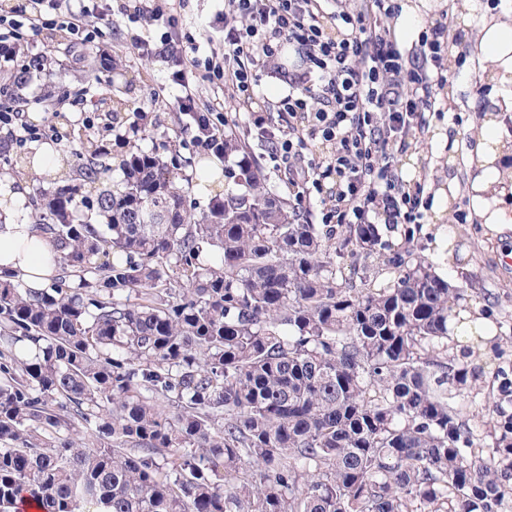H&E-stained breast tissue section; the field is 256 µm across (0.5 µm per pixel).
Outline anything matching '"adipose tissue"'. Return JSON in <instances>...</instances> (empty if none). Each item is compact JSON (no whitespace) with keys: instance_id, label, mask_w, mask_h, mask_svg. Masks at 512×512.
<instances>
[{"instance_id":"adipose-tissue-1","label":"adipose tissue","mask_w":512,"mask_h":512,"mask_svg":"<svg viewBox=\"0 0 512 512\" xmlns=\"http://www.w3.org/2000/svg\"><path fill=\"white\" fill-rule=\"evenodd\" d=\"M471 190L472 205L483 218L487 232L496 236L512 231V211L501 206L502 196L511 189L499 174L493 158L483 157ZM17 196L12 186L0 185V273L17 276L30 287L45 288L56 274V266L51 261L53 248L42 239L35 250H23V243L31 235V226Z\"/></svg>"}]
</instances>
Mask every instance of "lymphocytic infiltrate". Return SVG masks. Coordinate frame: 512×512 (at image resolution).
Returning a JSON list of instances; mask_svg holds the SVG:
<instances>
[{"mask_svg":"<svg viewBox=\"0 0 512 512\" xmlns=\"http://www.w3.org/2000/svg\"><path fill=\"white\" fill-rule=\"evenodd\" d=\"M53 12L71 34L92 26L96 13L72 0H20L10 31L0 34V62L16 63L29 46L24 30L41 33ZM398 0H224L222 62L200 58L196 40L166 35L158 43L135 38L131 45L172 64L181 95L178 109L200 125L194 140L222 153L224 134L197 105V71L205 69L224 98L244 109L250 126L283 163L290 186L318 192L333 180L326 224H418L425 186L406 185L390 164L395 149L422 132L426 113L441 112L440 91L463 69L454 45L469 38L452 12L425 23L415 44L405 46L396 29ZM291 52L299 70L276 107L287 129L271 126L267 103L255 93L261 67ZM330 152L315 158L312 148Z\"/></svg>","mask_w":512,"mask_h":512,"instance_id":"obj_1","label":"lymphocytic infiltrate"}]
</instances>
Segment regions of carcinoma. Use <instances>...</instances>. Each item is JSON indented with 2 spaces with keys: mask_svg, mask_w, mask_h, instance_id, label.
<instances>
[{
  "mask_svg": "<svg viewBox=\"0 0 512 512\" xmlns=\"http://www.w3.org/2000/svg\"><path fill=\"white\" fill-rule=\"evenodd\" d=\"M75 157L32 199L60 277L0 275V512H507L512 379L485 448L427 258L374 287L377 225L304 223L228 124L197 217L157 155L110 188L112 143Z\"/></svg>",
  "mask_w": 512,
  "mask_h": 512,
  "instance_id": "cac0c4a2",
  "label": "carcinoma"
}]
</instances>
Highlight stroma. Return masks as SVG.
Segmentation results:
<instances>
[{
  "instance_id": "35a3bbf8",
  "label": "stroma",
  "mask_w": 512,
  "mask_h": 512,
  "mask_svg": "<svg viewBox=\"0 0 512 512\" xmlns=\"http://www.w3.org/2000/svg\"><path fill=\"white\" fill-rule=\"evenodd\" d=\"M94 3L104 18L97 23L94 40L85 55L76 54L72 35L59 27L31 38V53L49 55L51 65L34 75L25 90L30 100L24 111L26 121L70 130L69 139L53 144L62 158L57 169L66 172L75 163L72 152L79 147L81 138L112 140L109 115L102 103L120 96L129 105L124 128L139 130L132 145L142 152L159 154L173 164L174 184L185 195L188 208L195 214L203 212L214 195L224 190L220 182L206 190L199 185L201 166L213 164L215 156L195 147L185 133L187 118L177 110L179 88L171 81L167 64L134 52L129 44L133 33L159 41L168 30L166 22H129L126 13L134 9L135 0ZM402 6L425 21L448 9H463V23L476 32L484 25L512 19V0H502L497 8L489 6L487 0H402ZM223 9L224 0H184L177 15L178 30L197 39L201 56L224 51V30L217 21ZM105 54L119 58L116 70L100 68ZM476 80L472 73L460 77L452 86L451 111L431 114L428 129L417 134L392 159L404 182L424 183L427 195L434 200L442 197L444 188H452L450 202L441 207L430 206L424 223L414 225L412 240H405L400 231L386 224L380 225L379 230L391 252L411 244L415 252L432 263L439 276L460 289L462 305L480 308L494 324L496 334L487 348L453 339L448 342L449 361L467 365L473 371L466 396L455 398L454 403L476 437L487 444L493 427L484 405L499 383L498 372L512 375V233L491 240L484 237L482 224H459L454 216L457 210L471 208L470 185L479 172L480 160L475 128L482 125L485 117L497 116L504 140L512 143V112L501 109L504 96L512 94V82L493 84L490 95L483 98L476 93ZM229 117L236 121L268 186L295 199V189L289 188L270 161L266 142L250 130L247 112L233 111Z\"/></svg>"
}]
</instances>
